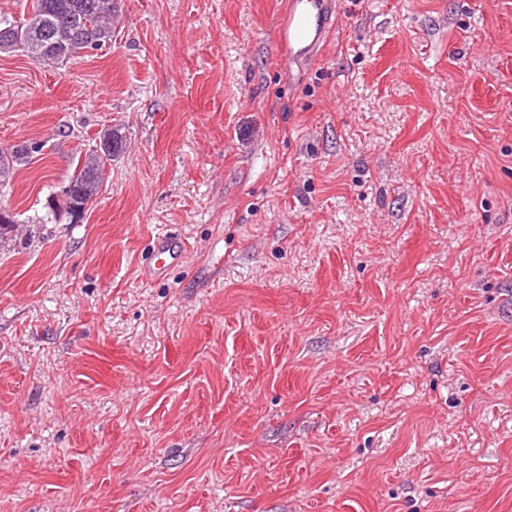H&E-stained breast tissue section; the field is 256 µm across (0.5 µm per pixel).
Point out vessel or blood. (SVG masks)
<instances>
[{"label": "vessel or blood", "mask_w": 512, "mask_h": 512, "mask_svg": "<svg viewBox=\"0 0 512 512\" xmlns=\"http://www.w3.org/2000/svg\"><path fill=\"white\" fill-rule=\"evenodd\" d=\"M333 13V0H288L276 40L289 65L300 67L319 56ZM151 248L154 259L151 272L156 276L167 273L183 255L181 246L166 236L156 237Z\"/></svg>", "instance_id": "obj_1"}]
</instances>
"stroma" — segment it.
<instances>
[{
  "instance_id": "1",
  "label": "stroma",
  "mask_w": 512,
  "mask_h": 512,
  "mask_svg": "<svg viewBox=\"0 0 512 512\" xmlns=\"http://www.w3.org/2000/svg\"><path fill=\"white\" fill-rule=\"evenodd\" d=\"M118 3L0 53V512H512V0H338L301 71L286 0ZM116 24L115 0H25L21 19L0 15V51L63 64L111 46ZM103 136L106 143L103 142ZM110 143H107V141ZM124 134L119 126H113L99 137V143L90 149L84 156H79L73 162L71 173L66 179V186L61 191L64 199L70 191V199L83 208L94 203L98 196L104 179L105 168L108 161L114 160L123 150ZM89 207V208H90ZM42 148V144L30 142L16 145L7 154L0 152V186L3 185V182L16 166L27 162L32 154L39 153ZM151 248L154 259L151 272L154 276H161L167 273L183 255L181 246L166 236L156 237L152 242Z\"/></svg>"
}]
</instances>
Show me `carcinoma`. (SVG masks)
I'll return each mask as SVG.
<instances>
[{
  "label": "carcinoma",
  "mask_w": 512,
  "mask_h": 512,
  "mask_svg": "<svg viewBox=\"0 0 512 512\" xmlns=\"http://www.w3.org/2000/svg\"><path fill=\"white\" fill-rule=\"evenodd\" d=\"M116 24L115 0H25L22 18L0 15V51H18L37 62L62 64L88 49L112 45ZM103 136L106 141L73 162L66 179L71 201L84 207L96 200L106 163L123 150L124 134L119 126L109 128ZM41 150L42 144L30 142L0 152V186L16 166ZM43 209L31 223L43 227L57 221L56 196L49 195Z\"/></svg>",
  "instance_id": "carcinoma-1"
}]
</instances>
